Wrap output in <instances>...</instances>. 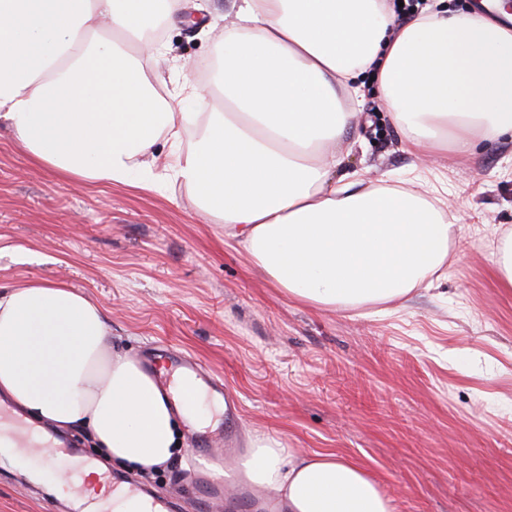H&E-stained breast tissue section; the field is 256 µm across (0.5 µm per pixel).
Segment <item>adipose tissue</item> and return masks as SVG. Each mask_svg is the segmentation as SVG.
<instances>
[{"label":"adipose tissue","mask_w":512,"mask_h":512,"mask_svg":"<svg viewBox=\"0 0 512 512\" xmlns=\"http://www.w3.org/2000/svg\"><path fill=\"white\" fill-rule=\"evenodd\" d=\"M214 83L163 91L148 75L153 32L184 0H0V120L39 164L71 179L182 182L228 226L250 262L291 299L351 311L408 299L440 280L460 231L438 198L401 184L362 185L328 148L376 88L408 148L470 157L512 133V12L505 0L451 11L424 5L397 25L385 0H233ZM197 139L180 145L187 127ZM172 158L148 161L158 141ZM103 307L63 284L0 294V397L27 422L79 426L106 460L148 473L181 450L180 422L212 424L222 407L188 377L163 393L134 357L113 352ZM0 460L54 491L0 428ZM87 464V512H154L100 485ZM284 512H394L359 463L257 438L239 461Z\"/></svg>","instance_id":"adipose-tissue-1"}]
</instances>
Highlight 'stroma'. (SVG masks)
<instances>
[{
  "mask_svg": "<svg viewBox=\"0 0 512 512\" xmlns=\"http://www.w3.org/2000/svg\"><path fill=\"white\" fill-rule=\"evenodd\" d=\"M167 28L154 67L167 91L218 69L232 0H191ZM343 170L366 185L410 181L445 191L462 226L447 275L395 312L317 310L275 288L224 225L179 183L82 186L32 161L0 122V288L62 283L107 312L112 348L146 359L188 353L239 401L235 473L251 440L334 452L361 462L396 512H512V287L493 239L512 231V135L480 142L470 160L405 150L379 93L337 143ZM195 429L183 428L192 448ZM135 475L193 512L187 456ZM0 512H68L48 487L0 465Z\"/></svg>",
  "mask_w": 512,
  "mask_h": 512,
  "instance_id": "obj_1",
  "label": "stroma"
}]
</instances>
